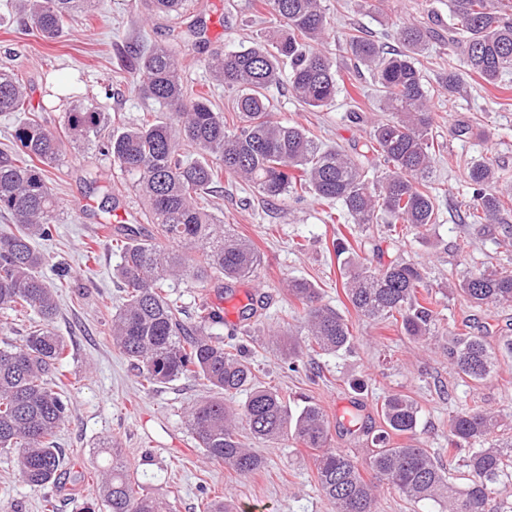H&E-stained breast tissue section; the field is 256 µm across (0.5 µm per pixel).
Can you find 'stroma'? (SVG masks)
Returning a JSON list of instances; mask_svg holds the SVG:
<instances>
[{
    "mask_svg": "<svg viewBox=\"0 0 512 512\" xmlns=\"http://www.w3.org/2000/svg\"><path fill=\"white\" fill-rule=\"evenodd\" d=\"M331 30L322 45L336 69L339 92L326 110L302 105L287 82L273 86L269 97L276 118L299 124L330 145L345 150L364 144L373 122L381 119L378 93L371 73L356 68L346 39L362 31L391 42L404 24H428L431 16L448 20V0H323ZM176 20L149 14L146 0H97L94 14H76L59 39L44 41L28 26H0V67L14 68L32 104L42 105V122L58 129L63 112L77 106H101L111 122L129 126L146 113L159 112L157 103L142 99L135 76L120 46L170 45L179 55L188 86H209L215 110H232L234 94L214 83L205 66L217 49L237 50L259 40L276 26L259 0H187ZM421 69L432 90L434 129L443 144L428 178L436 197L437 220L428 232L386 225L356 229L354 248L360 261L379 268L402 259L423 268L432 291L460 280L467 271L495 266L512 272V250L496 239L477 234L463 223L461 203L467 196L466 172L488 161L512 174V73L508 92L469 78L464 89L448 94L440 81L449 65L460 62L455 49L430 45L421 56ZM475 123L472 135L453 133L455 120ZM52 187L60 202V218L52 239L36 241L47 262L46 279L56 284L59 313L54 328L68 344L63 364L70 414L54 437L64 458L57 485L34 489L14 475L13 453L0 450V512H43L53 498L57 512H81L96 503L100 471L110 457L104 442L115 444L143 493L159 495L172 512H200L202 498L256 507L257 512H334L317 490L315 450L285 444L254 443L265 459L257 473L240 475L205 456L187 426V412L210 390L199 378L142 388L135 370L112 344V317L122 290L113 270L120 257L104 224L120 216L154 234L142 216L143 206L128 176L98 144L65 145L52 171ZM202 205L235 233L250 240L262 261L249 279L232 289L217 281L190 279L169 283L171 299L194 320L200 305L225 312L239 311L248 296L260 295L264 305L247 320L244 334L216 331L235 343L246 339L249 361L258 379L277 387L290 406L310 400L321 406L330 426V447L364 459L370 442L359 424L380 427L385 396L407 395L420 408L412 444L428 449L440 463L448 461V418L471 397L488 408H512V356H499L492 376L480 386L456 373L445 346L462 325L472 334L498 344L512 336V307L475 308L463 297L447 298L436 334L416 341L388 321L359 315L342 288L343 258L332 250L341 227L325 221L322 203L307 199L291 207L265 200L255 189L224 176ZM304 280L320 292L321 304L339 311L356 338L346 355L313 352L305 336H289L302 314L288 293V283ZM296 348L299 371L288 369V350Z\"/></svg>",
    "mask_w": 512,
    "mask_h": 512,
    "instance_id": "stroma-1",
    "label": "stroma"
}]
</instances>
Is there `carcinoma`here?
Wrapping results in <instances>:
<instances>
[{"instance_id": "obj_1", "label": "carcinoma", "mask_w": 512, "mask_h": 512, "mask_svg": "<svg viewBox=\"0 0 512 512\" xmlns=\"http://www.w3.org/2000/svg\"><path fill=\"white\" fill-rule=\"evenodd\" d=\"M186 0H148L151 11L177 18ZM12 11L30 18L46 40L56 39L74 14L88 12L95 0H10ZM282 28L249 48L211 53L205 66L214 81L236 92L235 121L216 112L205 93L185 89L177 53L157 44L135 53L137 93L166 108V117L108 133L102 150L113 164L134 177L144 201V218L157 236L144 238L124 228L116 277L125 297L112 320V344L137 369L141 384L154 386L181 378H200L214 395L189 412L188 426L205 455L240 475L264 465L263 459L240 441L238 423L256 440L293 444L319 451V489L336 512H377V489L398 490L415 503L431 502L441 512H512V503L497 499V488L512 481V409H464L448 423V457L464 463L470 478L457 487L426 449L394 446L391 435H411L418 426L419 407L404 395H391L381 408L385 429L372 438L360 462L327 447L329 427L315 402L294 412L277 390L259 386L249 367L244 345L226 344L209 329L224 324L221 311L197 309L198 325L181 318V307L169 298L167 281L186 277L238 282L252 273L261 258L246 240L217 223L198 206L226 174L250 184L269 201L299 203L311 197L330 206L341 204L355 224H407L426 230L436 223L434 197L426 184L437 156L431 115V95L417 66V56L434 40L448 39L459 48L466 71L448 68L442 86L457 93L464 78L478 76L499 87L512 72V0H450L453 22L448 36L433 27L404 25L396 31L399 49L353 33L348 45L356 66L371 71L377 81L382 111L390 117L374 123L363 150L348 154L324 145L302 126L277 120L269 89L281 80L280 65L288 62V82L295 96L311 108L329 106L338 92L333 61L319 45L329 22L320 0H263ZM27 112L11 133L14 155L0 157V213L14 220L15 229L0 233V310L35 314L39 328L20 346H0V450H16L14 469L32 487L56 485L61 458L53 445L56 429L69 416L62 391V363L67 345L52 326L57 314L54 286L42 274L45 258L34 240L52 235L59 203L52 189L51 169L63 154V140L47 129L27 101L16 74L0 69V113ZM104 112L96 107L72 109L62 115L68 141L89 144L105 128ZM193 146L197 156L182 152ZM383 161L380 174L369 177L365 160ZM470 198L465 219L478 229L502 236L512 244V188L499 187L493 165L468 168ZM163 238L177 246L170 250ZM337 255H347L344 293L354 310L369 319H400L401 329L414 339L433 335L435 305L421 269L393 261L371 269L354 257L344 235L332 242ZM458 291L476 305H512V273L484 269L466 276ZM289 294L302 305V328L326 354L351 349L354 336L337 310L317 304V288L292 280ZM496 351L485 337L456 333L448 339V363L473 385L492 374ZM240 392L238 408L224 397ZM372 474L367 480L363 472ZM105 512H172L169 504L140 492L117 449L112 469L99 479Z\"/></svg>"}]
</instances>
